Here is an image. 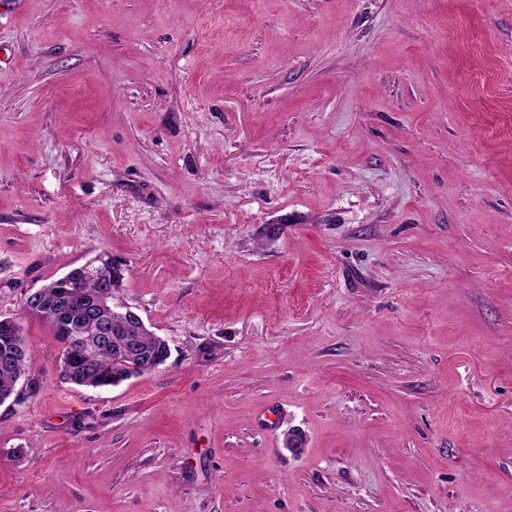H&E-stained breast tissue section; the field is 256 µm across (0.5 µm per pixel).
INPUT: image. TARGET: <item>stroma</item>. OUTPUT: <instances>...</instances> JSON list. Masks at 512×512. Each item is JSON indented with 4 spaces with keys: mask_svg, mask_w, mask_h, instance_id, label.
Segmentation results:
<instances>
[{
    "mask_svg": "<svg viewBox=\"0 0 512 512\" xmlns=\"http://www.w3.org/2000/svg\"><path fill=\"white\" fill-rule=\"evenodd\" d=\"M104 252L171 355L26 320L0 512H512V0L0 8V315ZM124 363L137 365L136 362L121 358L112 348L84 350L78 360L69 355L67 367L60 372V377L64 382L77 387L108 388L152 372L129 368Z\"/></svg>",
    "mask_w": 512,
    "mask_h": 512,
    "instance_id": "obj_1",
    "label": "stroma"
}]
</instances>
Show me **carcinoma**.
<instances>
[{"instance_id": "1", "label": "carcinoma", "mask_w": 512, "mask_h": 512, "mask_svg": "<svg viewBox=\"0 0 512 512\" xmlns=\"http://www.w3.org/2000/svg\"><path fill=\"white\" fill-rule=\"evenodd\" d=\"M125 269L114 268L108 264L99 265L94 277L78 276L75 280L64 283L62 278H55L40 288L42 298L47 303V310L39 312L28 302H23L18 313L10 321L17 330H22V321L30 316L43 319L49 326L50 333L62 343L67 333L64 327L70 324L88 327L84 320V310L88 302L104 292L102 285L112 282V301L121 302L124 288ZM112 323L120 330L119 340L132 338L139 347L141 357L148 361L162 359L168 344L162 338L136 322H124L120 317L112 316ZM0 329V399L9 398L14 393L17 381L28 373L29 353L24 351L4 361V336ZM127 359L112 349H89L81 352L79 358L68 359L67 367L60 372L61 379L77 387L108 388L146 374V371L126 366Z\"/></svg>"}]
</instances>
